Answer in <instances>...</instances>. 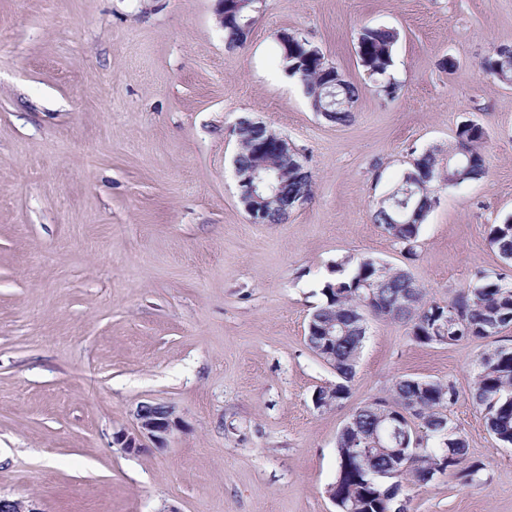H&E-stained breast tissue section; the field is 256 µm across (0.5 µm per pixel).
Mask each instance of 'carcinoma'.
I'll list each match as a JSON object with an SVG mask.
<instances>
[{"label": "carcinoma", "mask_w": 512, "mask_h": 512, "mask_svg": "<svg viewBox=\"0 0 512 512\" xmlns=\"http://www.w3.org/2000/svg\"><path fill=\"white\" fill-rule=\"evenodd\" d=\"M248 35L235 18H224V44L229 50L243 46ZM398 33L387 27L361 29L357 57L363 71L388 98H395L399 86L391 77L393 50ZM312 43L297 36L288 43V55L281 56L285 72L302 84L314 111H325L324 118L337 125L349 123L352 107L358 97L355 83L342 78L336 88L329 86L331 66L321 52L312 53ZM486 72L497 81L512 84V60L493 54L483 63ZM239 149L235 170L244 176L250 172L265 175L261 198L268 224H281L287 219L282 208L285 197L310 196L312 173L307 158L296 147L288 154L273 153L261 146H273L281 134L267 125L258 128L243 121L234 127ZM487 130L467 120L457 129L456 140L448 145V160L440 150L431 149L414 160L411 168L391 189L388 204L373 210L374 223L403 246L409 256L416 255L422 224L432 211L430 202L440 183L436 174L446 164L449 181L462 185L481 179L486 174L484 144ZM489 244L506 263L512 262V216L493 224ZM472 287L463 290L448 302L427 298L404 269L383 265L372 257L347 256L336 264V278L326 281L321 289L322 305L312 313L313 327L307 329L310 349L319 347L318 329L336 328V376L338 381L318 388V392L336 402L348 398L357 360L366 336L360 317L365 308L377 315L411 325L413 338L420 344H437L434 328L448 327L447 345L494 336L512 324V280L505 274L477 271ZM459 394L454 382L406 376L396 381L392 399L377 398L357 408L348 420L349 428L336 441L337 470L331 488L336 502L351 512H389L405 496L404 474L392 472L405 465L384 450L372 449L366 459L351 454V447L371 438L374 429L382 427L397 408L406 402L418 403L419 426L425 428L423 454L408 469L418 483L426 484L438 473H453L469 483L482 470L473 462L463 466L467 445L448 415ZM472 401L484 414L488 430L504 446L512 447V347L498 346L482 352L476 360ZM448 447H443V440Z\"/></svg>", "instance_id": "carcinoma-1"}]
</instances>
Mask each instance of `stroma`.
Listing matches in <instances>:
<instances>
[{"label": "stroma", "mask_w": 512, "mask_h": 512, "mask_svg": "<svg viewBox=\"0 0 512 512\" xmlns=\"http://www.w3.org/2000/svg\"><path fill=\"white\" fill-rule=\"evenodd\" d=\"M214 0H0V497L39 512H337L336 439L403 376L453 381L447 415L481 463L466 483L408 486L407 512H512V447L470 390L512 325L422 345L368 317L350 395L312 403L335 372L306 343L336 263L407 269L439 302L512 215V84L483 70L512 46V0H265L229 50ZM398 31L385 98L356 56L362 26ZM320 48L359 95L350 124L314 112L277 37ZM457 63L454 73L442 59ZM265 122L307 157L313 194L282 224L238 198L235 123ZM489 137L487 174L439 191L406 256L376 202L464 120ZM178 431L126 452L140 403Z\"/></svg>", "instance_id": "1"}]
</instances>
